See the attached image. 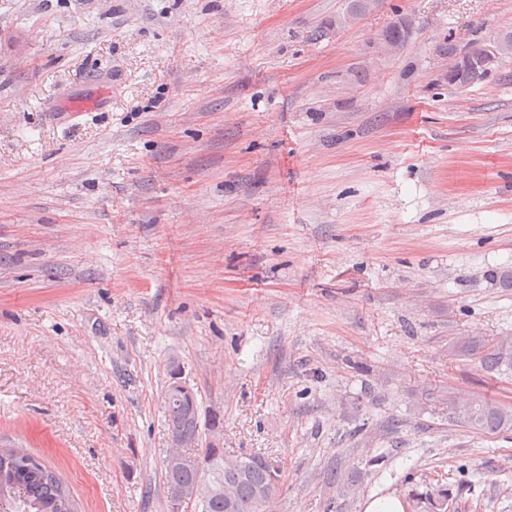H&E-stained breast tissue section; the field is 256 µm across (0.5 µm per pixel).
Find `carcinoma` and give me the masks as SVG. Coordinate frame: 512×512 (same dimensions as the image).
Instances as JSON below:
<instances>
[{
    "label": "carcinoma",
    "instance_id": "obj_1",
    "mask_svg": "<svg viewBox=\"0 0 512 512\" xmlns=\"http://www.w3.org/2000/svg\"><path fill=\"white\" fill-rule=\"evenodd\" d=\"M486 79L481 69L461 63L448 73V84L466 87ZM464 351L479 354L488 372L512 367V337L490 344L458 343ZM467 418L468 427L482 432L512 431V410L486 398L453 401ZM165 417L171 432L185 441L203 444L197 395L184 393L169 383L164 395ZM166 489L205 492L203 512H265L264 495L278 489V470L262 454L250 453L236 461L201 449V462L163 465ZM228 488L230 505L224 504L222 488ZM0 507L5 512H78L70 486L58 471L24 448H0Z\"/></svg>",
    "mask_w": 512,
    "mask_h": 512
}]
</instances>
